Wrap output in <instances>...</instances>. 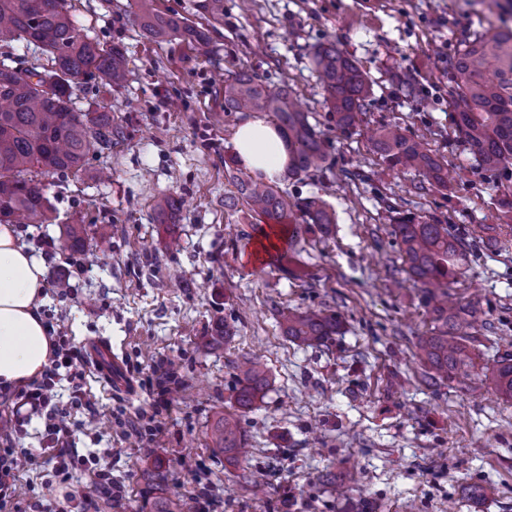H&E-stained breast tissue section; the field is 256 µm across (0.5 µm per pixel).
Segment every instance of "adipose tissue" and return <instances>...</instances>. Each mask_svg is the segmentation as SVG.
<instances>
[{
    "label": "adipose tissue",
    "instance_id": "ef3b65f1",
    "mask_svg": "<svg viewBox=\"0 0 512 512\" xmlns=\"http://www.w3.org/2000/svg\"><path fill=\"white\" fill-rule=\"evenodd\" d=\"M241 165L276 179L288 155L278 129L251 116L234 135ZM45 265L21 242L14 225H0V386H21L40 376L52 356V340L40 308L45 300Z\"/></svg>",
    "mask_w": 512,
    "mask_h": 512
}]
</instances>
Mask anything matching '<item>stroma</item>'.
I'll return each instance as SVG.
<instances>
[{"instance_id":"1","label":"stroma","mask_w":512,"mask_h":512,"mask_svg":"<svg viewBox=\"0 0 512 512\" xmlns=\"http://www.w3.org/2000/svg\"><path fill=\"white\" fill-rule=\"evenodd\" d=\"M486 3L224 0L208 43L191 45L142 36L130 0H80V25L120 46L130 74L112 92L83 84L76 102L111 113L125 139L81 174L45 178L52 223L17 231L35 249L54 240L47 274L92 267L71 276L67 296L47 286L41 313L62 317L82 349L110 341L124 364V392L86 367L96 413L68 415L78 453L108 464L124 494L104 498L81 472L63 482L46 462L9 482L0 512H150L155 497L187 501L205 486L214 512H512V402L462 375L422 384L416 343L431 316L402 270L387 213L393 205L446 221L472 245L449 292L479 310L475 363L512 352V227L497 176L474 164L448 103V59L488 18ZM321 43L336 44L374 83L347 133L312 65ZM242 72L288 85L326 142L322 172L278 185L294 201L320 198L335 223L298 215L267 253L258 249L265 222L224 205L235 191L224 158L239 123L224 115V83ZM403 79L415 97L404 96ZM387 124L427 142L448 167L447 188L382 163L370 135ZM167 197L184 204L162 218ZM66 224L84 225L83 250L67 248ZM284 308L337 314L342 331L325 346L296 344L280 327ZM220 320L233 336L207 344ZM251 353L263 355L270 387L242 418L251 457L228 469L209 430L230 411L235 363ZM158 360L177 374L162 410L137 371Z\"/></svg>"}]
</instances>
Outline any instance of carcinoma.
<instances>
[{
    "label": "carcinoma",
    "instance_id": "1",
    "mask_svg": "<svg viewBox=\"0 0 512 512\" xmlns=\"http://www.w3.org/2000/svg\"><path fill=\"white\" fill-rule=\"evenodd\" d=\"M70 0H0V224H46L50 205L45 186L35 179L83 170L89 156L123 141L121 126L108 112L82 109L74 101L76 88L95 80L120 88L129 70L123 50L91 38L79 27ZM198 12L207 21H224V0H199ZM132 23L151 38L176 37L191 45L206 43L204 29L160 11L156 0H134ZM37 54L31 66L16 65V52ZM314 64L327 108L337 127L347 133L367 108L373 89L358 64L333 43L314 50ZM448 94L455 109L454 125L465 149L477 164L509 179L512 170V23L501 18L495 32L474 31L460 41L448 59ZM268 114L288 147L284 178L299 179L322 169L325 142L309 123L293 93L277 90L247 73L224 83V117L236 113ZM373 149L393 169L415 171L431 183L448 188V168L421 140L397 126L382 128ZM224 174L259 217L274 224H292L295 212L311 224H333L334 215L318 198L302 203L288 200L273 183L254 178L224 161ZM403 270L423 289L433 328L417 343V356L428 368L425 383L475 368L467 337L458 326L474 313L471 305L448 307V281L469 263L470 253L448 225L396 207L389 208ZM72 249L84 245L81 224L64 225ZM284 333L303 345L325 346L342 326L340 316L321 310L281 312ZM234 407L219 415L211 428L212 441L224 462L238 467L250 453L240 414L251 410L269 387L264 361L245 357L236 366ZM482 386L512 400V353L477 374Z\"/></svg>",
    "mask_w": 512,
    "mask_h": 512
}]
</instances>
